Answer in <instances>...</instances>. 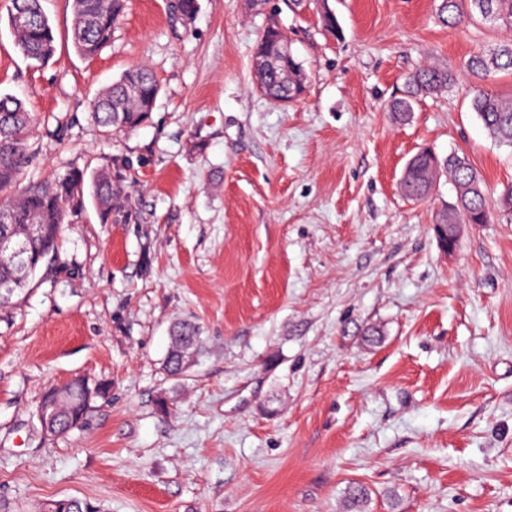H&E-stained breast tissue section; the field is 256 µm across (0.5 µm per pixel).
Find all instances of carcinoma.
I'll return each instance as SVG.
<instances>
[{
  "label": "carcinoma",
  "mask_w": 512,
  "mask_h": 512,
  "mask_svg": "<svg viewBox=\"0 0 512 512\" xmlns=\"http://www.w3.org/2000/svg\"><path fill=\"white\" fill-rule=\"evenodd\" d=\"M126 0H72L71 40L83 57L97 55L112 39L123 16ZM29 17L26 25L14 24V15ZM479 15L483 20L512 28V0H441L438 19L449 27ZM8 26L15 46L24 58L37 63L49 61L55 53V37L42 0H13ZM283 32L268 25L254 52L253 63L261 64L260 92L281 103L296 100L297 89L307 76L293 51L283 52ZM470 78L482 81L499 72L512 74V40L471 55L463 65ZM455 84V74L447 65L426 66L411 73L404 95L392 101L390 112L405 121L413 103L421 97L446 92ZM160 92V83L146 66L132 67L103 86L90 103L91 118L108 135L131 130L145 123ZM471 108L496 142L512 146V97L489 95L474 90ZM34 117L22 100L0 95V191L12 187L29 163L28 135ZM447 173L456 185V202L449 217L455 224H487L491 212L486 185L468 158L451 153L439 158L429 149L417 152L407 163L401 189L413 200L425 199L438 173ZM91 197L100 219L112 215L116 188L112 171L72 169L66 174L31 185L24 191L0 199V307L14 304L25 295L37 273L57 249L60 227L85 210ZM173 345L166 367L173 376L183 372L185 362L203 352L201 330L191 322H179L172 329ZM86 410L60 401L58 410L40 420L42 430L58 435L82 426ZM44 512H101L87 500L67 498L47 503Z\"/></svg>",
  "instance_id": "1"
}]
</instances>
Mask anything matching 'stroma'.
<instances>
[{
    "mask_svg": "<svg viewBox=\"0 0 512 512\" xmlns=\"http://www.w3.org/2000/svg\"><path fill=\"white\" fill-rule=\"evenodd\" d=\"M172 2L129 0L84 58L69 0H45L56 53L39 64L0 0V94L35 116L22 184L90 165L121 186L0 309V512H512V220L463 225L448 255L433 226L452 180L400 189L428 148L498 193L512 147L462 76L407 121L389 110L417 67L460 68L505 30L443 26L440 0H198L190 20ZM272 22L310 78L288 105L253 73ZM141 64L161 83L151 117L105 136L90 101ZM182 319L206 351L175 379ZM75 379L100 390L82 428L43 434L39 402ZM44 512H101L99 506L87 500L67 498L54 500L47 503L42 510Z\"/></svg>",
    "mask_w": 512,
    "mask_h": 512,
    "instance_id": "35a3bbf8",
    "label": "stroma"
}]
</instances>
